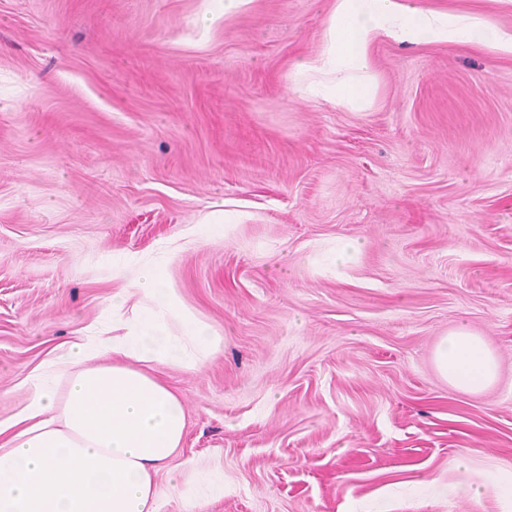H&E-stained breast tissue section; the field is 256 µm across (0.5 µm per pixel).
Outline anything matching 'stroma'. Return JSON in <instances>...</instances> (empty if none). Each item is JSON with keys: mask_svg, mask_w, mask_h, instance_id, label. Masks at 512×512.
Instances as JSON below:
<instances>
[{"mask_svg": "<svg viewBox=\"0 0 512 512\" xmlns=\"http://www.w3.org/2000/svg\"><path fill=\"white\" fill-rule=\"evenodd\" d=\"M335 2L203 30L211 0H0L1 428L126 285L113 253L164 254L224 339L162 370L179 458L226 488L159 476V512H512V53L380 39L368 107L292 99ZM417 2L512 33V0ZM219 210L245 219L205 233ZM460 324L500 363L478 394L433 363ZM192 482L193 497L197 501H210L224 496V470L220 467L196 469Z\"/></svg>", "mask_w": 512, "mask_h": 512, "instance_id": "stroma-1", "label": "stroma"}]
</instances>
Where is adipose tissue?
Listing matches in <instances>:
<instances>
[{
  "mask_svg": "<svg viewBox=\"0 0 512 512\" xmlns=\"http://www.w3.org/2000/svg\"><path fill=\"white\" fill-rule=\"evenodd\" d=\"M381 37L512 52V34L472 15L423 9L414 0H336L319 51L289 71V94L366 105L369 49ZM112 266L129 275L131 287L113 293L100 321L28 380L24 425L0 443V512H158V475L178 484L173 461L186 409L156 369L200 368L224 339L169 288L162 263L116 253ZM434 364L470 393L499 376L495 355L464 326L439 340Z\"/></svg>",
  "mask_w": 512,
  "mask_h": 512,
  "instance_id": "1",
  "label": "adipose tissue"
}]
</instances>
